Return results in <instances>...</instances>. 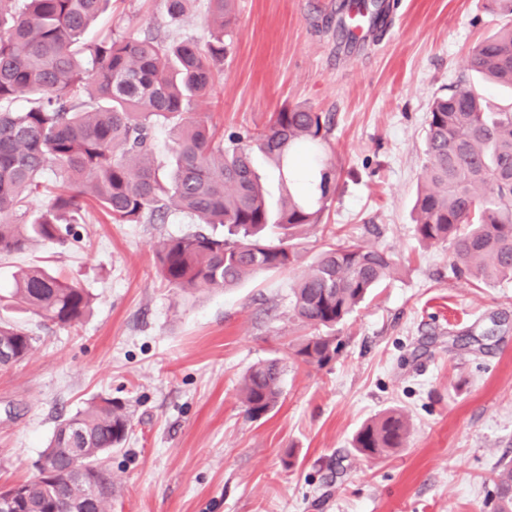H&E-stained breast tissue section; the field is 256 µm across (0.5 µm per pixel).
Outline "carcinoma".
<instances>
[{"label": "carcinoma", "mask_w": 512, "mask_h": 512, "mask_svg": "<svg viewBox=\"0 0 512 512\" xmlns=\"http://www.w3.org/2000/svg\"><path fill=\"white\" fill-rule=\"evenodd\" d=\"M110 0H0V254L22 252L39 240L64 243L83 222L91 197L113 224H163L172 211L199 224H220L228 236L202 231L170 237L157 251L158 273L174 288H230L244 277L291 268L300 258L297 230L322 223L336 195L333 165L318 168L316 195L290 190L272 203L253 168L264 155L286 179L294 154L326 143L333 117L296 104L271 113L257 132L220 135L203 118H191L194 98L214 84L235 23V0H209L215 31L205 45L168 43L152 33L111 30L85 39ZM509 18L477 43L470 70L512 87V0H484ZM378 30L381 3L357 0ZM28 105L3 107L20 95ZM171 125L172 162L160 176L151 159V133ZM56 166L61 181L49 189L44 172ZM51 193L31 222L22 221L28 199ZM421 243L448 244L453 271L479 281L512 280V106L493 112L466 77L432 100L426 161L413 207ZM398 270L390 252L361 244L332 243L298 278L293 316L311 334L291 357L322 367L340 343L329 330L342 323ZM21 305L45 323L73 327L90 310L85 289L42 268L21 271L0 302ZM34 337L0 322V367L24 360ZM277 359L244 376L246 413L259 418L281 395ZM130 418L122 405L102 398L62 420L22 483L25 512H107L115 488L102 460L124 442ZM405 416L391 411L365 424L353 447L366 457L404 446ZM497 512H512V462L495 477Z\"/></svg>", "instance_id": "carcinoma-1"}]
</instances>
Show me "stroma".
Masks as SVG:
<instances>
[{
    "label": "stroma",
    "instance_id": "obj_1",
    "mask_svg": "<svg viewBox=\"0 0 512 512\" xmlns=\"http://www.w3.org/2000/svg\"><path fill=\"white\" fill-rule=\"evenodd\" d=\"M339 2L237 0L232 48L194 105L221 132L262 127L286 104L333 115L321 156L338 166V189L323 224L299 230L297 268L172 288L156 248L194 231L192 219L113 224L93 208L76 238L0 255L2 293L38 265L93 296L74 327L0 308L35 339L0 368L1 486L32 478L59 420L105 397L131 421L105 461L109 512H494L495 474L512 460V282L453 275L449 245H421L411 209L429 104L505 19L483 0H384L389 27L349 58ZM208 11L194 0L174 22L163 0H110L92 33L118 23L203 44ZM334 238L386 249L399 272L337 326L336 358L310 367L289 356L306 333L291 287ZM271 359L284 366L281 398L249 418L241 379ZM391 409L409 420L406 446L358 454V430Z\"/></svg>",
    "mask_w": 512,
    "mask_h": 512
}]
</instances>
